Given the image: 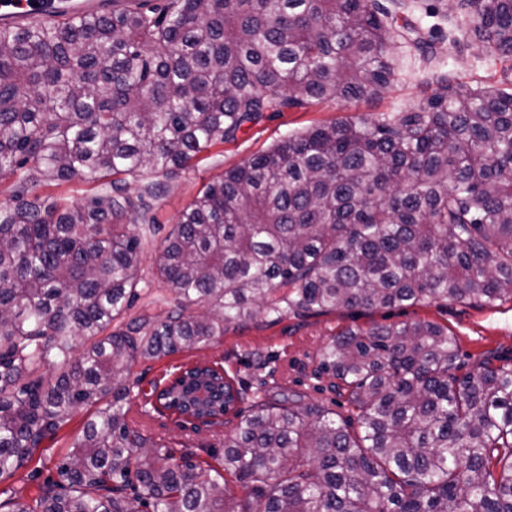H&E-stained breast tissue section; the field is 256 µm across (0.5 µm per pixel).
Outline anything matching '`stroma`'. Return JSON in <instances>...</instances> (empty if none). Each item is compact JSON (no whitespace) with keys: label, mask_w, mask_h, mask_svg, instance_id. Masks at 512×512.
I'll return each mask as SVG.
<instances>
[{"label":"stroma","mask_w":512,"mask_h":512,"mask_svg":"<svg viewBox=\"0 0 512 512\" xmlns=\"http://www.w3.org/2000/svg\"><path fill=\"white\" fill-rule=\"evenodd\" d=\"M408 69L415 75L401 80L381 98L370 102H321L302 109L270 114L260 124L239 133L230 143L217 144L202 152L189 168L170 184L165 196L152 203L156 233L152 245L141 255L142 280L139 294L129 311L130 316L163 317V306L152 303V295L164 293V285L154 276L156 244L162 243L173 230L181 211L207 185L223 178L225 171L243 165L252 157L270 149L275 143L308 127L341 121L357 114L373 117L395 106L415 102L421 84L433 81L437 72L447 73L450 80L485 83L512 79V61L490 60L475 39L449 48L442 69L426 67L410 60ZM430 321L446 326L458 346L460 373L477 370L484 362L512 366V301L493 306L476 302H434L431 304L365 311L337 310L317 315L283 316L279 320L258 317L244 328L228 327L223 337L202 348L182 351L160 359H137L124 383L131 389L127 420L143 435L166 444L175 456H189L200 464L218 465L224 457V436L236 424L233 415L222 423L209 425L185 420L171 413L153 411L156 384L180 367L196 361L224 366L246 398L239 403L242 413H251L257 399L275 402L283 395L294 394L306 403H319L342 418L355 415L346 393L333 389L331 375L318 372L319 354L332 336L346 328H365L370 324H399ZM91 408L77 410L58 431L44 441L27 466L8 479L16 498L30 501L45 481L55 477V464L81 439Z\"/></svg>","instance_id":"obj_1"}]
</instances>
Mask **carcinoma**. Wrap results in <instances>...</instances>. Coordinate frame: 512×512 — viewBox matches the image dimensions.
I'll return each instance as SVG.
<instances>
[{"label":"carcinoma","mask_w":512,"mask_h":512,"mask_svg":"<svg viewBox=\"0 0 512 512\" xmlns=\"http://www.w3.org/2000/svg\"><path fill=\"white\" fill-rule=\"evenodd\" d=\"M112 0L0 29V482L82 406L83 436L6 512H512V367L457 375L428 321L346 329L319 368L357 410L263 403L209 474L126 419L122 376L259 316L512 299V89L452 83L378 118L311 127L230 169L155 255L165 315L112 329L137 297L149 200L268 112L372 99L474 37L512 60V0H459L448 32L406 0ZM91 176L83 200L32 194ZM142 223L138 232L130 225ZM80 354L73 353L77 338ZM54 367L46 377L45 364ZM204 374L228 414L243 399ZM247 490L238 502L226 476Z\"/></svg>","instance_id":"obj_1"}]
</instances>
